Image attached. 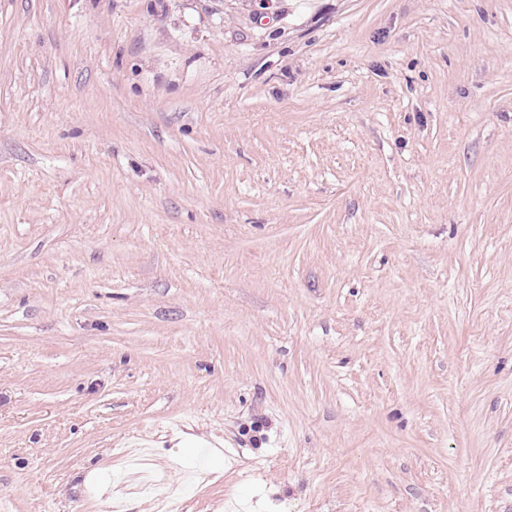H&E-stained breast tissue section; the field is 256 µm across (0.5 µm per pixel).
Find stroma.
<instances>
[{
	"mask_svg": "<svg viewBox=\"0 0 512 512\" xmlns=\"http://www.w3.org/2000/svg\"><path fill=\"white\" fill-rule=\"evenodd\" d=\"M512 512V0H0V512Z\"/></svg>",
	"mask_w": 512,
	"mask_h": 512,
	"instance_id": "stroma-1",
	"label": "stroma"
}]
</instances>
